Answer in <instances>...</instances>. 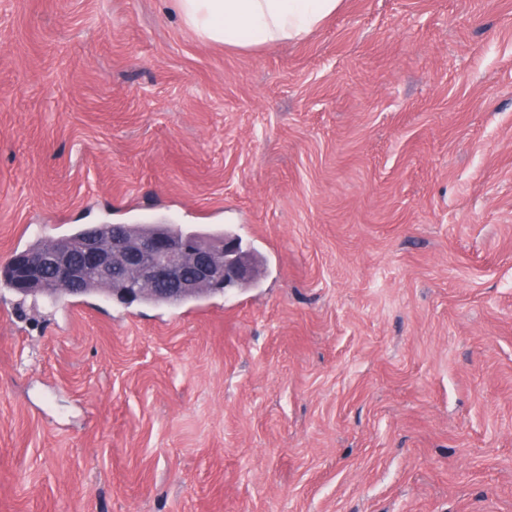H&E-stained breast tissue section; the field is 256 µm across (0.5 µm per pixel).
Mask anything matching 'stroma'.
Masks as SVG:
<instances>
[{
    "instance_id": "stroma-1",
    "label": "stroma",
    "mask_w": 512,
    "mask_h": 512,
    "mask_svg": "<svg viewBox=\"0 0 512 512\" xmlns=\"http://www.w3.org/2000/svg\"><path fill=\"white\" fill-rule=\"evenodd\" d=\"M91 224L258 272L0 284V512H512V0L253 49L175 0H0V267Z\"/></svg>"
}]
</instances>
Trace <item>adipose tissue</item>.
I'll return each instance as SVG.
<instances>
[{
	"label": "adipose tissue",
	"instance_id": "ef3b65f1",
	"mask_svg": "<svg viewBox=\"0 0 512 512\" xmlns=\"http://www.w3.org/2000/svg\"><path fill=\"white\" fill-rule=\"evenodd\" d=\"M343 0H178L186 23L228 46L251 48L300 38Z\"/></svg>",
	"mask_w": 512,
	"mask_h": 512
}]
</instances>
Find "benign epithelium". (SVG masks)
Wrapping results in <instances>:
<instances>
[{
    "label": "benign epithelium",
    "mask_w": 512,
    "mask_h": 512,
    "mask_svg": "<svg viewBox=\"0 0 512 512\" xmlns=\"http://www.w3.org/2000/svg\"><path fill=\"white\" fill-rule=\"evenodd\" d=\"M8 268L21 293L71 294L94 279L127 301L153 294L175 302L191 292L248 284L257 262L228 234L131 237L116 226L107 240L90 234L78 249L55 239L38 253L13 256Z\"/></svg>",
    "instance_id": "1"
}]
</instances>
